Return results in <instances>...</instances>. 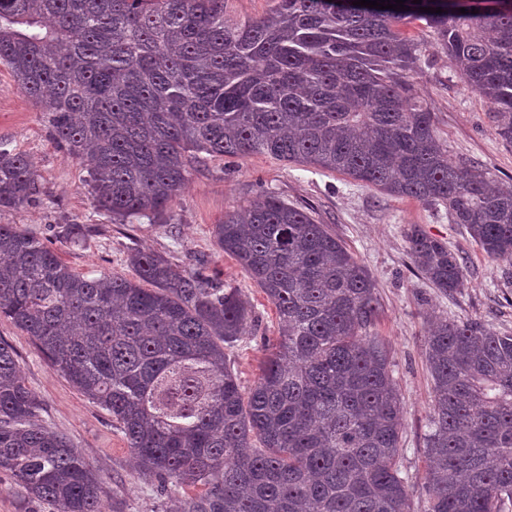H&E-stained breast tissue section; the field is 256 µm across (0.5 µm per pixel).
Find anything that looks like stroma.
Segmentation results:
<instances>
[{"label":"stroma","mask_w":512,"mask_h":512,"mask_svg":"<svg viewBox=\"0 0 512 512\" xmlns=\"http://www.w3.org/2000/svg\"><path fill=\"white\" fill-rule=\"evenodd\" d=\"M406 30L421 50L411 79L433 114L436 134L447 146L449 158L480 166L500 185L511 187L512 146L495 133L487 104L466 86L422 22H412ZM0 143L33 159L44 190L43 203L0 212V224H17L36 233L75 272L130 275L127 254L140 248L165 256L178 269H201L240 288L255 308L257 330L227 348L226 358L246 388L259 376L264 338L277 336V318L256 283L216 246L213 225L223 220L225 212L264 193L307 211L317 223L330 225L377 283L380 313L374 330L390 351L393 380L405 411L402 471L416 488L413 512H425L423 450L432 396L423 351L428 318L443 314L512 333V264L488 258L465 227L451 223L444 206L392 196L348 176L266 154L204 158L174 203L170 221L111 223L94 207L82 167L56 146L46 117L2 65ZM64 224H92L96 230L76 243L58 236L57 228ZM414 224L464 257L463 285L457 292L444 295L412 272L406 232ZM0 341L16 352L27 384L41 400L42 419L67 436L78 453L101 471L105 512H176L181 500L204 494L199 484L171 482L162 488L139 478L128 444L106 411L53 371L30 337L5 318L0 319Z\"/></svg>","instance_id":"35a3bbf8"}]
</instances>
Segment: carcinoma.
I'll return each instance as SVG.
<instances>
[{
	"label": "carcinoma",
	"mask_w": 512,
	"mask_h": 512,
	"mask_svg": "<svg viewBox=\"0 0 512 512\" xmlns=\"http://www.w3.org/2000/svg\"><path fill=\"white\" fill-rule=\"evenodd\" d=\"M404 5L277 0L236 20L224 0H0V63L114 224L162 219L202 153H263L441 204L487 257L512 263V190L448 157L408 80L420 57L402 31L432 29L512 146V0ZM42 195L30 156L0 147V212ZM213 236L278 317L246 391L224 346L252 330L249 300L149 251L129 252V278L89 276L0 224V317L112 416L142 478L206 487L181 512H412L372 274L275 196L225 213ZM406 238L423 279L445 295L461 287L459 254L417 225ZM424 347L426 512H506L512 334L438 316ZM39 411L0 342V471L50 512H103L101 476Z\"/></svg>",
	"instance_id": "cac0c4a2"
}]
</instances>
